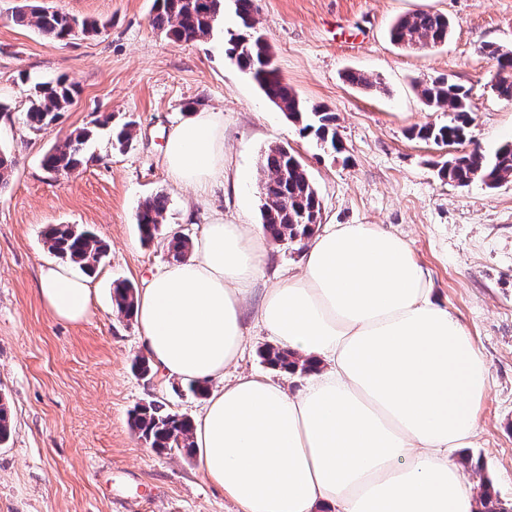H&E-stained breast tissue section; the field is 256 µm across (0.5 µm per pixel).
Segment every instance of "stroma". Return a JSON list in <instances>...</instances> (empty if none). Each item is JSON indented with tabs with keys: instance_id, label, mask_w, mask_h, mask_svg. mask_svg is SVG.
I'll list each match as a JSON object with an SVG mask.
<instances>
[{
	"instance_id": "stroma-1",
	"label": "stroma",
	"mask_w": 512,
	"mask_h": 512,
	"mask_svg": "<svg viewBox=\"0 0 512 512\" xmlns=\"http://www.w3.org/2000/svg\"><path fill=\"white\" fill-rule=\"evenodd\" d=\"M21 0H0V144L15 160L0 191V399L10 436L0 443V512H239L200 471L195 457L149 448L131 429L130 411L158 400L194 418L203 397L160 372L133 368L144 349L134 320L112 306V283L143 288L169 262L160 243L140 239L134 215L145 198L168 199L165 228L189 238L221 217L260 221L261 156L285 143L299 154L322 201L326 224H379L401 235L429 274L433 297L469 330L488 368L490 392L473 447L452 454L463 474L481 463L502 503L512 505V181L495 190L475 181L443 182L438 164L512 139V101L491 85L492 42L512 49V0H260L257 27L299 98L336 115L344 151L333 156L300 136L256 83L228 61L224 30L197 43L174 42L149 24L153 0H45L80 19L105 20L101 33L60 43L14 24ZM447 15L446 44L425 51L394 45L399 16ZM374 83L345 81L347 71ZM76 82L75 101L56 124L25 123L21 76ZM445 77L469 87L473 122L464 145L413 139V128L450 121L417 94L419 80ZM224 117L223 181L197 191L173 184L164 164L170 128L186 105ZM134 120L125 151L112 145L101 116ZM78 128H89L87 165L46 172L41 157ZM49 224L90 226L108 246L90 277L86 320H56L39 294L44 267L58 264L42 236ZM304 245L270 242L263 291L297 273Z\"/></svg>"
}]
</instances>
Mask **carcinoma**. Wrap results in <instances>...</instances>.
<instances>
[{"label": "carcinoma", "mask_w": 512, "mask_h": 512, "mask_svg": "<svg viewBox=\"0 0 512 512\" xmlns=\"http://www.w3.org/2000/svg\"><path fill=\"white\" fill-rule=\"evenodd\" d=\"M239 29L224 37V54L238 67L249 72L264 96L294 123L301 125L303 136H311L322 150L341 151L336 133V116L320 107L307 106L284 82L274 63L272 46L256 33L258 0H231ZM12 21L34 28L42 36L56 42L71 38L73 26L83 35L97 34L105 24L98 21H78L69 15L49 11L29 0L17 7ZM224 24V0H154L149 25L159 34L179 42H199L213 36ZM452 28L447 16L434 12H415L398 18L389 31L392 42L410 49H425L426 45L446 43ZM497 62L499 80L493 85L497 96L512 100V50L487 43L480 48ZM415 88L428 107L434 111L451 112L453 119L446 124H426L412 136L436 146L460 145L466 141L472 122L470 89L445 78L429 82L417 81ZM78 94L76 83L60 78L54 82L35 81L29 86L26 121L35 131L56 122ZM111 126L112 139L123 149L132 141V123H112L107 115L99 121ZM91 132L77 129L55 144L41 160L49 173H73L90 161L86 147ZM14 161L8 148L0 145V189L7 184ZM264 177L259 186L264 200L261 224L265 233L277 242L301 243L310 238L317 225L311 223L314 214H321L322 203L302 162L287 147L276 144L262 156ZM439 176L450 184L466 186L475 179L494 189L512 180V141L488 154L479 148L454 155L439 168ZM168 208L165 195L156 194L144 201L135 214V223L142 241L161 239L173 258L186 257L191 240L176 233H162V223ZM44 242L54 255L93 273L107 253L106 243L88 229L73 224H50L44 231ZM135 287L125 281L113 284L112 301L116 311L128 318L133 316ZM263 362L273 370H311V365L283 348L265 347L259 352ZM131 428L150 447L160 452L174 449L192 454V420L172 412L157 402L137 406L131 413ZM479 496L486 512H509L493 500L489 481L481 478Z\"/></svg>", "instance_id": "carcinoma-1"}]
</instances>
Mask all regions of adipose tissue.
<instances>
[{"label":"adipose tissue","mask_w":512,"mask_h":512,"mask_svg":"<svg viewBox=\"0 0 512 512\" xmlns=\"http://www.w3.org/2000/svg\"><path fill=\"white\" fill-rule=\"evenodd\" d=\"M165 165L180 183L223 178L219 113L174 125ZM266 258L262 229L218 218L136 294L150 362L210 387L193 422L201 472L240 512H476L448 453L478 435L485 360L407 242L377 224L325 225L302 271L257 296ZM40 294L58 320L89 313V280L67 266L42 269ZM249 320L317 362L301 391L255 373L227 379Z\"/></svg>","instance_id":"obj_1"}]
</instances>
